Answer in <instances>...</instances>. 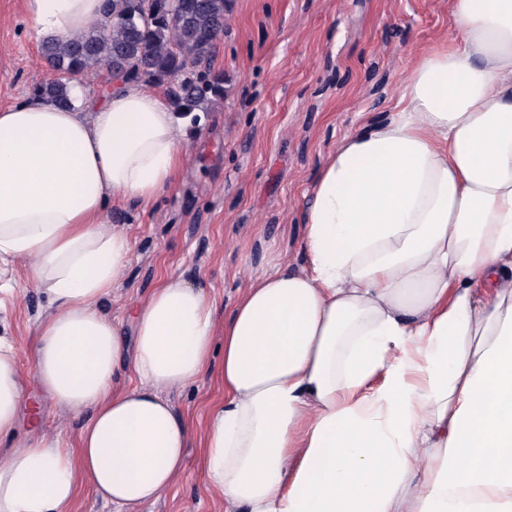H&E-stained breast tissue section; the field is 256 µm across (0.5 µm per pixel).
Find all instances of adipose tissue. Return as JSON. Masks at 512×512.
Returning a JSON list of instances; mask_svg holds the SVG:
<instances>
[{
  "mask_svg": "<svg viewBox=\"0 0 512 512\" xmlns=\"http://www.w3.org/2000/svg\"><path fill=\"white\" fill-rule=\"evenodd\" d=\"M37 41L88 32L111 0H22ZM458 36L420 52L389 119L345 135L304 211L308 266L276 269L215 322L165 276L101 308L131 250L109 206H145L183 166L168 100L113 78L59 107L0 109V263L51 310L34 371L86 421L15 438L25 396L0 338V512H72L81 486L141 512L184 475L193 431L165 392L224 347L200 445L224 512H512V0H453ZM135 385L117 388L124 360Z\"/></svg>",
  "mask_w": 512,
  "mask_h": 512,
  "instance_id": "ef3b65f1",
  "label": "adipose tissue"
}]
</instances>
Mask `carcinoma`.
<instances>
[{
  "label": "carcinoma",
  "mask_w": 512,
  "mask_h": 512,
  "mask_svg": "<svg viewBox=\"0 0 512 512\" xmlns=\"http://www.w3.org/2000/svg\"><path fill=\"white\" fill-rule=\"evenodd\" d=\"M228 9L229 0H112V12L86 34L41 45L56 78L37 93L68 107L72 79L104 70L165 88L179 113L204 112L224 97V73L207 61Z\"/></svg>",
  "instance_id": "carcinoma-1"
}]
</instances>
